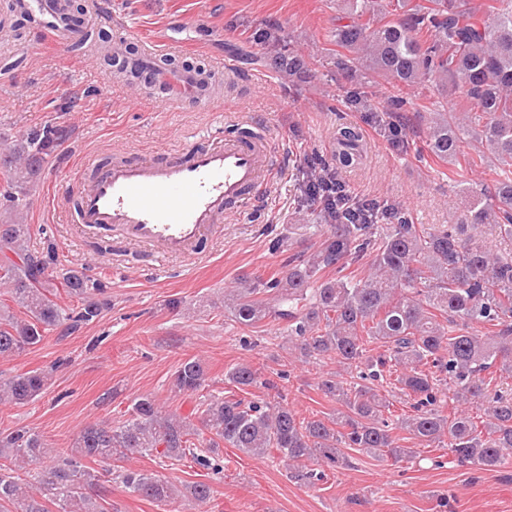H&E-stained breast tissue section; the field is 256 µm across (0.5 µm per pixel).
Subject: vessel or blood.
<instances>
[{"instance_id":"b4317fda","label":"vessel or blood","mask_w":512,"mask_h":512,"mask_svg":"<svg viewBox=\"0 0 512 512\" xmlns=\"http://www.w3.org/2000/svg\"><path fill=\"white\" fill-rule=\"evenodd\" d=\"M20 6L42 16L38 31L54 47L66 46L68 30L54 0H21ZM125 64L133 73L148 72V96L155 103L174 108L188 100L205 110L214 101L199 72L160 65L153 47L127 56ZM266 169L261 147L233 142L188 149L177 161L155 157L112 164L83 185L74 221L85 231L115 226L128 243L183 256L194 252L224 209L258 185Z\"/></svg>"}]
</instances>
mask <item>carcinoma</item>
<instances>
[{
	"label": "carcinoma",
	"mask_w": 512,
	"mask_h": 512,
	"mask_svg": "<svg viewBox=\"0 0 512 512\" xmlns=\"http://www.w3.org/2000/svg\"><path fill=\"white\" fill-rule=\"evenodd\" d=\"M352 21L336 25L333 57L336 70L359 86L375 87L387 111L401 112L410 104L406 90L428 84L460 93L469 102L462 112L445 108L433 113L427 148L431 155L456 159L476 155L469 164L482 174L485 152L499 170L490 191L470 197L468 223L423 232L402 208L343 211L322 206L320 223L329 233L309 256L295 257L280 278H241L227 308L234 321L252 326L273 318L288 324V342L308 359L336 356L344 369L360 370L364 383L348 384L335 374L321 378V392L339 408L328 421L301 419L288 404L211 396L203 410L202 428L175 415L164 416L149 396L136 399L128 417L115 426H89L60 455L42 494L55 501L58 512H103L87 490L105 482L108 472L88 469L83 461H103L127 453L180 461L191 457L199 466L222 470L215 459L219 442L248 456L263 457L275 449L288 462L292 477L312 480L304 462L321 457L331 467L350 465L345 451L372 458H414V450L396 445L392 430L401 429L429 445L448 439L460 466L495 470L512 461V392L491 387L489 370L512 372V258L477 243L468 229L496 226L512 237V0H348ZM281 72H308L307 62L286 52L288 36L260 34ZM70 135L66 126L31 129L3 147L7 169L0 204L16 212L24 207L28 186L40 164ZM342 145L339 166L312 163L306 189L321 194L336 190L337 168L362 156L352 127L338 130ZM387 224L382 236L374 226ZM30 226L0 220V250L15 259L0 265V284L10 286L13 301L24 310L19 319L0 313V356L18 354L39 344L44 335L67 323L94 321L110 305L101 282L69 269L60 285L79 306L65 310L52 298L55 284L48 270L56 264L52 245L30 246ZM369 258L368 273L353 281L341 272L353 261ZM334 270L336 277L318 274ZM272 297L266 298L264 294ZM379 343L385 353L367 355L366 344ZM430 364L454 384L453 400L486 405V421L477 425L468 412L447 416L441 380L423 369ZM397 367L400 391L413 400L414 414L388 420L387 399L375 383L386 366ZM48 372L18 374L0 384V394L15 405L35 401L47 388ZM225 380L244 391L265 383L249 362L229 368ZM205 383L202 364L189 358L172 377V388L194 393ZM213 438H204V433ZM201 438L200 448L191 437ZM50 453L42 436L28 427L0 431V457L38 463ZM120 478L129 492L161 505L173 503L174 485L154 473L125 470ZM14 512H47L26 483L0 467V504Z\"/></svg>",
	"instance_id": "1"
}]
</instances>
